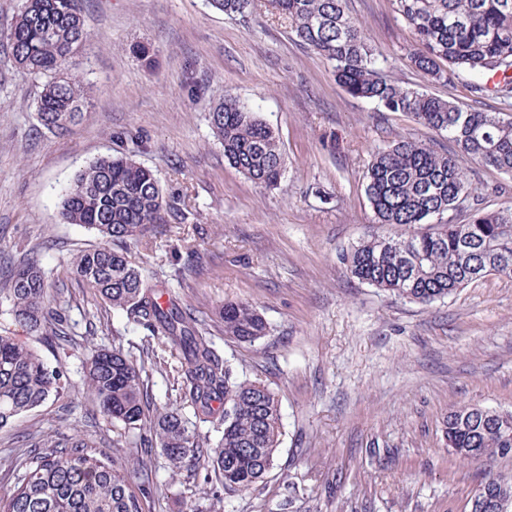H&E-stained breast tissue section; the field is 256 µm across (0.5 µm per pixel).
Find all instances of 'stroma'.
<instances>
[{"label": "stroma", "instance_id": "35a3bbf8", "mask_svg": "<svg viewBox=\"0 0 512 512\" xmlns=\"http://www.w3.org/2000/svg\"><path fill=\"white\" fill-rule=\"evenodd\" d=\"M348 9L390 79L504 111L499 99L473 96L468 72L435 83L411 67L413 35L391 0H348ZM84 10L90 39L69 72L90 104L65 134L40 125L38 80L0 40V280L40 249L74 340H31L63 365L70 384L61 399L0 429V497L40 440L78 432L122 466L146 461L144 512H467L483 467L449 454L443 421L464 406L512 410V278L489 276L423 305L360 282L340 260L383 230L365 195L371 153L403 136L440 151L447 139L410 114L347 94L331 64L263 7L241 17L206 0H84ZM192 80L203 94L190 95ZM228 93L276 133L284 157L277 186L256 185L225 161L208 114ZM117 152L150 169L187 216L158 237L163 259L130 241V260L162 281L187 268L171 291L198 317L242 301L269 325L252 344L211 327L218 353L281 400L277 462L251 491L225 494L218 476L173 470L156 448L113 446L117 430L93 413L81 352L93 344L116 341L134 357L152 348L163 364L153 376L157 404L178 394L168 347L68 272L77 253L102 239L63 223L62 191L90 162ZM464 166L486 209L512 203L493 191L512 187V177L474 160Z\"/></svg>", "mask_w": 512, "mask_h": 512}]
</instances>
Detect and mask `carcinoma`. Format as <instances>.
Here are the masks:
<instances>
[{"label": "carcinoma", "mask_w": 512, "mask_h": 512, "mask_svg": "<svg viewBox=\"0 0 512 512\" xmlns=\"http://www.w3.org/2000/svg\"><path fill=\"white\" fill-rule=\"evenodd\" d=\"M254 0H209L229 16L243 15ZM414 36L412 67L435 82L459 72L476 77V96L492 92L512 100V0H391ZM83 0H22L9 27L0 32L14 62L41 80L37 118L62 135L88 107L86 87L64 73L75 50L88 39ZM268 11L288 22L290 36L333 64L349 95L387 112H406L444 134L455 149L439 153L404 137L371 154L365 194L377 223L392 232L373 234L341 256L349 274L400 299L420 304L443 300L488 276L512 278V205L486 211L473 204L465 224L445 219L472 188L464 158L512 175V117L465 109L423 89L407 88L384 75L376 48L347 0H264ZM224 158L254 183L272 187L283 174V154L273 131L256 113L227 94L209 113ZM172 207L155 175L126 156L98 158L64 190L61 217L96 231L105 243L75 255L71 274L95 297L126 312L128 320L170 345L180 376L179 404L159 407L152 395L158 363L133 360L121 347L86 349L83 383L96 411L147 447L158 448L177 469L207 465L224 490L253 488L274 467L281 444L278 394L267 384L239 377L217 352L205 328L173 295L152 282L122 248L169 223ZM7 313L23 332L46 341L71 343L64 317L53 307L41 255L34 251L11 271L0 288ZM224 336L243 343L269 333L257 309L226 302L216 311ZM68 384L61 365L12 332L0 333V428L25 412L59 397ZM223 425L211 447L199 429ZM448 451L484 462L512 458V410L461 407L444 421ZM45 451L22 463L12 493L0 512H143L129 491L134 471L76 434L64 442L45 439ZM512 502V475L491 469L475 492Z\"/></svg>", "instance_id": "1"}]
</instances>
